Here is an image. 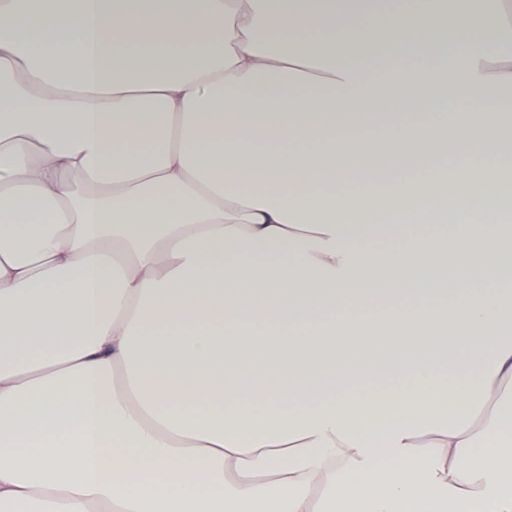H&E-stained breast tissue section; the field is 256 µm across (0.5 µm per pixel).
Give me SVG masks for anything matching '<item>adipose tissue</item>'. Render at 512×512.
<instances>
[{"instance_id":"1","label":"adipose tissue","mask_w":512,"mask_h":512,"mask_svg":"<svg viewBox=\"0 0 512 512\" xmlns=\"http://www.w3.org/2000/svg\"><path fill=\"white\" fill-rule=\"evenodd\" d=\"M270 2L0 0V507L512 512V50L470 0ZM453 252L480 287L363 315ZM336 122L342 125H346L353 131L361 130L367 132H376V134L380 136H386L388 133L387 129L381 125L379 118L375 115H338Z\"/></svg>"}]
</instances>
